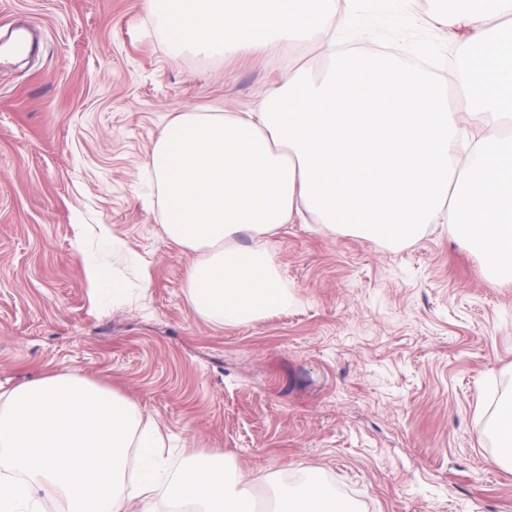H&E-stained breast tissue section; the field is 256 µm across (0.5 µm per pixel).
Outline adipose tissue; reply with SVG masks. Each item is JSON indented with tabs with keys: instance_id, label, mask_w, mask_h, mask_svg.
<instances>
[{
	"instance_id": "obj_1",
	"label": "adipose tissue",
	"mask_w": 512,
	"mask_h": 512,
	"mask_svg": "<svg viewBox=\"0 0 512 512\" xmlns=\"http://www.w3.org/2000/svg\"><path fill=\"white\" fill-rule=\"evenodd\" d=\"M301 0L266 12L260 0H153L174 50L203 56L309 47L320 71L294 65L250 112L176 115L145 166L167 237L194 255L187 288L197 313L234 326L288 308L269 241L310 216L332 231L399 245L428 225L479 251L490 274L512 276V0H456L431 13L465 69L454 83L364 48L373 19L412 15L414 0ZM373 92L344 99L365 72ZM249 244H241L240 236ZM512 467V394L478 426ZM138 406L73 372L0 392V512H37L40 492L66 512H152L156 492L186 512H359L321 470L296 480L249 475L213 454L179 474Z\"/></svg>"
}]
</instances>
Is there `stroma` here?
Wrapping results in <instances>:
<instances>
[{
  "instance_id": "1",
  "label": "stroma",
  "mask_w": 512,
  "mask_h": 512,
  "mask_svg": "<svg viewBox=\"0 0 512 512\" xmlns=\"http://www.w3.org/2000/svg\"><path fill=\"white\" fill-rule=\"evenodd\" d=\"M40 30L0 67V385L77 372L138 404L171 472L221 454L321 469L361 512H512V469L478 437L512 386V280L430 225L393 248L313 222L271 239L288 310L200 317L192 253L164 234L144 162L180 112H246L307 48L173 52L148 0H0ZM108 224L127 294L92 297L74 227Z\"/></svg>"
}]
</instances>
